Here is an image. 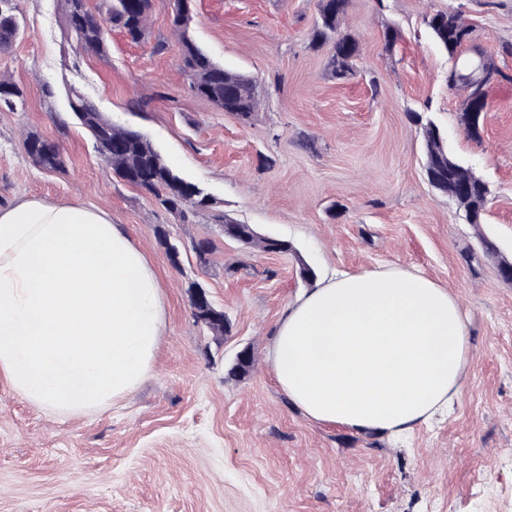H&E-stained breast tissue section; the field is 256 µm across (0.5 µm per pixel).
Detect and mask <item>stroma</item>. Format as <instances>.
<instances>
[{
  "mask_svg": "<svg viewBox=\"0 0 512 512\" xmlns=\"http://www.w3.org/2000/svg\"><path fill=\"white\" fill-rule=\"evenodd\" d=\"M153 3L145 41L112 34L99 57L64 50L59 0H17L25 35L0 51V74L25 93L23 106L0 111V204L36 196L107 211L167 300L151 375L111 406L53 413L0 378V512H512V283L478 246L485 234L512 254V82L492 87L470 136L464 95L446 84L452 58L426 24L438 11L464 13L476 44L512 72V56L499 54L512 42V0H348L341 25L361 57L346 82L309 44L318 0H194L190 37L256 82L247 123L192 93L172 0ZM45 82L79 87L219 210L289 251L246 247L207 214L183 220L157 207L106 166L63 97L44 100ZM137 97L150 106L135 114L127 103ZM416 112L487 184L481 226L429 184ZM27 131L57 145L62 170L32 164ZM202 238L213 243L205 266L192 247ZM391 264L457 295L470 328L460 398L399 438L315 424L275 381L273 328L311 284ZM194 282L223 309V339L196 323Z\"/></svg>",
  "mask_w": 512,
  "mask_h": 512,
  "instance_id": "obj_1",
  "label": "stroma"
}]
</instances>
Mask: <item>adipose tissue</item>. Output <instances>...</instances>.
<instances>
[{"mask_svg": "<svg viewBox=\"0 0 512 512\" xmlns=\"http://www.w3.org/2000/svg\"><path fill=\"white\" fill-rule=\"evenodd\" d=\"M165 318L156 271L107 212L0 206V376L26 401L77 415L124 398L152 370ZM468 354L457 297L393 265L289 302L270 360L311 421L402 436L458 400Z\"/></svg>", "mask_w": 512, "mask_h": 512, "instance_id": "obj_1", "label": "adipose tissue"}]
</instances>
